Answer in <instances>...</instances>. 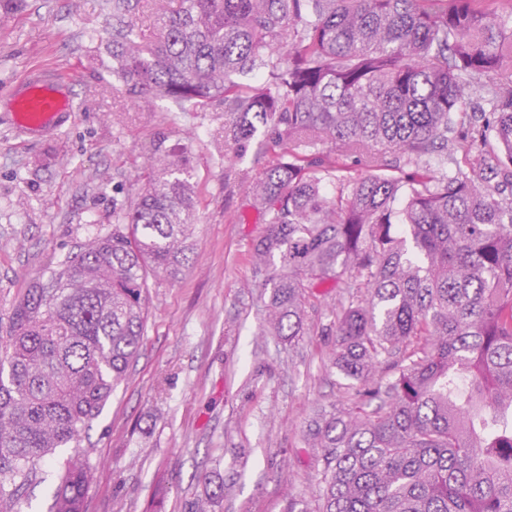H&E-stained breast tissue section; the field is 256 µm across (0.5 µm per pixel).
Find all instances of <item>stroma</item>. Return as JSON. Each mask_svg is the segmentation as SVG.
<instances>
[{
  "label": "stroma",
  "mask_w": 512,
  "mask_h": 512,
  "mask_svg": "<svg viewBox=\"0 0 512 512\" xmlns=\"http://www.w3.org/2000/svg\"><path fill=\"white\" fill-rule=\"evenodd\" d=\"M112 0H0V103L29 69L73 83L71 122L41 140L0 120V336L32 277L112 231L164 132L194 168L189 263L149 282L141 352L82 442L95 465L85 512H285L315 502L322 462L306 426L356 398L331 361L339 295L309 297L306 333L267 335L250 251L265 216L244 187L269 157L235 160L224 186V113L129 96L112 74Z\"/></svg>",
  "instance_id": "35a3bbf8"
}]
</instances>
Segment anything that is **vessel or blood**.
<instances>
[{
  "label": "vessel or blood",
  "instance_id": "obj_1",
  "mask_svg": "<svg viewBox=\"0 0 512 512\" xmlns=\"http://www.w3.org/2000/svg\"><path fill=\"white\" fill-rule=\"evenodd\" d=\"M9 108L16 130L32 137L55 133L76 110L71 88L54 72L39 68L14 86Z\"/></svg>",
  "mask_w": 512,
  "mask_h": 512
}]
</instances>
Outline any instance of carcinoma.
<instances>
[{
  "mask_svg": "<svg viewBox=\"0 0 512 512\" xmlns=\"http://www.w3.org/2000/svg\"><path fill=\"white\" fill-rule=\"evenodd\" d=\"M142 2L112 0L126 92L222 106L226 188L229 162L275 154L246 188L267 217V332L304 335L318 280L347 293L333 365L357 402L309 423L317 505L286 512H512V0H169L139 28ZM166 139L112 234L14 306L0 512L59 448L51 512H84L82 437L139 355L149 278L192 250L193 169Z\"/></svg>",
  "mask_w": 512,
  "mask_h": 512,
  "instance_id": "obj_1",
  "label": "carcinoma"
}]
</instances>
